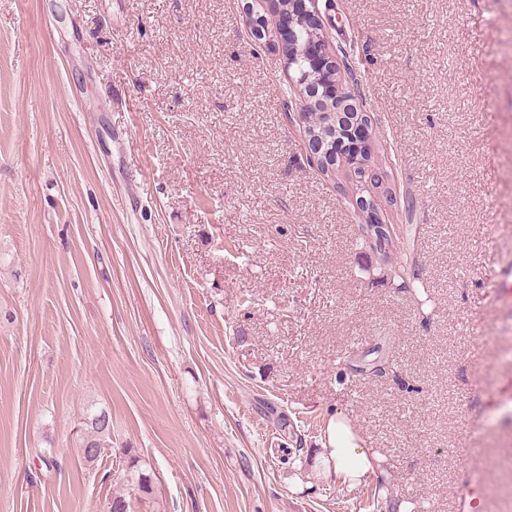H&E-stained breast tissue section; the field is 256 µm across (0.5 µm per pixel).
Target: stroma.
<instances>
[{"mask_svg": "<svg viewBox=\"0 0 512 512\" xmlns=\"http://www.w3.org/2000/svg\"><path fill=\"white\" fill-rule=\"evenodd\" d=\"M244 2L0 0V512H364L375 478L287 464L338 415L394 499L512 512V0H333L385 262ZM384 334L392 369L360 375ZM88 433L81 443V459L85 465H91L101 456L107 440L112 433V419L108 413L91 415L87 423Z\"/></svg>", "mask_w": 512, "mask_h": 512, "instance_id": "1", "label": "stroma"}]
</instances>
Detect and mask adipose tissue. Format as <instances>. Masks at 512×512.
Returning <instances> with one entry per match:
<instances>
[{
	"label": "adipose tissue",
	"mask_w": 512,
	"mask_h": 512,
	"mask_svg": "<svg viewBox=\"0 0 512 512\" xmlns=\"http://www.w3.org/2000/svg\"><path fill=\"white\" fill-rule=\"evenodd\" d=\"M317 459L325 474L344 483L373 476L381 463L377 453L365 447L362 438L342 417L331 419L327 441L320 448Z\"/></svg>",
	"instance_id": "adipose-tissue-1"
}]
</instances>
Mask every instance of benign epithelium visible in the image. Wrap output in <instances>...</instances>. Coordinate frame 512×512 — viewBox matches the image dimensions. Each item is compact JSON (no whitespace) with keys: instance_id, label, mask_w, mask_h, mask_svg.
<instances>
[{"instance_id":"obj_1","label":"benign epithelium","mask_w":512,"mask_h":512,"mask_svg":"<svg viewBox=\"0 0 512 512\" xmlns=\"http://www.w3.org/2000/svg\"><path fill=\"white\" fill-rule=\"evenodd\" d=\"M320 0H260L263 12L247 0L242 5L246 24L252 41L256 44L270 43L277 49L283 69L288 72V102L297 106L293 121L304 129L309 124V114L318 112L324 116L344 120L354 117L350 134L353 139L369 144L373 139L374 123L370 113L363 109L357 92L343 85L338 77L336 55L327 36L325 17L322 15ZM307 37L300 35L301 31ZM301 58L307 70L301 76L291 75V62ZM305 158L313 166L328 154L325 143L304 136ZM340 167L348 169L359 185L376 188L383 183L384 174L371 166L358 154L350 155L347 150L337 154ZM353 205L368 223L380 222L379 211L374 198L359 195L353 198Z\"/></svg>"}]
</instances>
